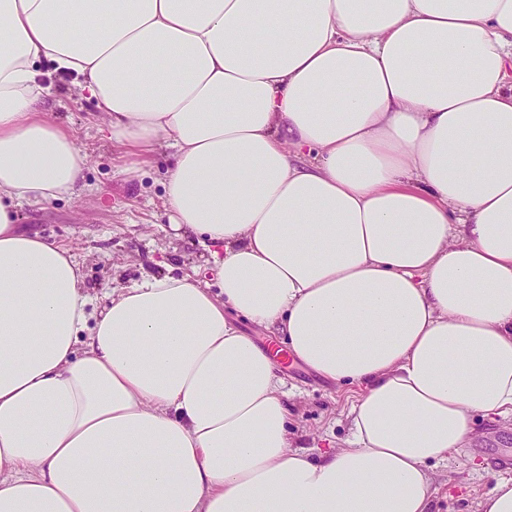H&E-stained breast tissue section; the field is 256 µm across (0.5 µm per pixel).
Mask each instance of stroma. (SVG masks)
<instances>
[{"label": "stroma", "mask_w": 512, "mask_h": 512, "mask_svg": "<svg viewBox=\"0 0 512 512\" xmlns=\"http://www.w3.org/2000/svg\"><path fill=\"white\" fill-rule=\"evenodd\" d=\"M38 68L51 75L48 109L59 123L75 130L89 156L88 189L72 199L23 207L22 228L72 247L84 285L98 306L113 288L148 276L204 271L207 251L195 239L176 235L162 207L165 158H158L138 177L125 178L111 141L97 131L101 121L94 103L79 95L71 77L53 74L49 61ZM281 374L291 393L292 447L313 457L346 447V414L358 387L324 379L299 363L282 366ZM469 419L463 448L432 468L431 512H476L478 500L502 477L493 470L491 459L501 449L512 451V423L478 413Z\"/></svg>", "instance_id": "35a3bbf8"}]
</instances>
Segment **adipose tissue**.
Returning <instances> with one entry per match:
<instances>
[{
	"mask_svg": "<svg viewBox=\"0 0 512 512\" xmlns=\"http://www.w3.org/2000/svg\"><path fill=\"white\" fill-rule=\"evenodd\" d=\"M135 177L161 152L210 277L113 289L17 213L86 189L36 69ZM357 385L290 447L281 369ZM512 419V0H0V512H428ZM229 318L238 328L243 330L249 336H252L259 345L267 347V345L270 344H277L279 347L286 349V345L282 343L280 336H272L269 331L252 324L246 318L235 312H230ZM285 349L283 350L287 352Z\"/></svg>",
	"mask_w": 512,
	"mask_h": 512,
	"instance_id": "ef3b65f1",
	"label": "adipose tissue"
}]
</instances>
